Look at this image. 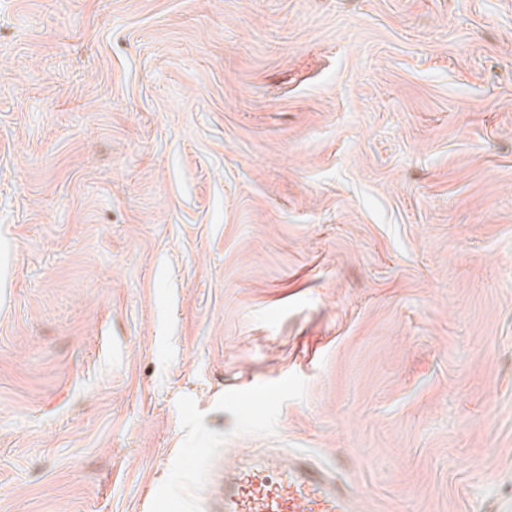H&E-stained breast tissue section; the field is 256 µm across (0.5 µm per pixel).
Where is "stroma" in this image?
Here are the masks:
<instances>
[{"mask_svg": "<svg viewBox=\"0 0 512 512\" xmlns=\"http://www.w3.org/2000/svg\"><path fill=\"white\" fill-rule=\"evenodd\" d=\"M512 500V0H0V512ZM362 498L300 456L244 455L211 475V512H362Z\"/></svg>", "mask_w": 512, "mask_h": 512, "instance_id": "1", "label": "stroma"}]
</instances>
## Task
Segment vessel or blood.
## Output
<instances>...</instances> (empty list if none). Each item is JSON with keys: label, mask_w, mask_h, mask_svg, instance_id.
Instances as JSON below:
<instances>
[{"label": "vessel or blood", "mask_w": 512, "mask_h": 512, "mask_svg": "<svg viewBox=\"0 0 512 512\" xmlns=\"http://www.w3.org/2000/svg\"><path fill=\"white\" fill-rule=\"evenodd\" d=\"M357 492L304 458L246 455L215 467L210 512H361Z\"/></svg>", "instance_id": "b4317fda"}]
</instances>
